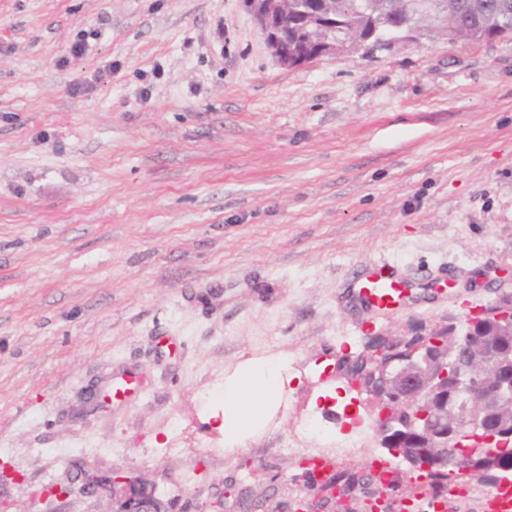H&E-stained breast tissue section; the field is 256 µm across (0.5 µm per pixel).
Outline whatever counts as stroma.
Instances as JSON below:
<instances>
[{"label":"stroma","mask_w":512,"mask_h":512,"mask_svg":"<svg viewBox=\"0 0 512 512\" xmlns=\"http://www.w3.org/2000/svg\"><path fill=\"white\" fill-rule=\"evenodd\" d=\"M379 260L434 298L354 308L353 272ZM505 295L512 41L287 67L244 0H0L9 512L115 472L170 512L230 486L288 512L307 488L282 445L350 390L347 360ZM288 358L287 410L228 443V380Z\"/></svg>","instance_id":"stroma-1"}]
</instances>
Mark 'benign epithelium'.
<instances>
[{
	"mask_svg": "<svg viewBox=\"0 0 512 512\" xmlns=\"http://www.w3.org/2000/svg\"><path fill=\"white\" fill-rule=\"evenodd\" d=\"M250 9L273 55L282 63L301 65L336 53L331 36L315 55L298 54L283 45L280 33L287 14L285 0H249ZM497 334L512 335V307H491ZM465 318H448V324L427 334L380 342L351 377L352 386L366 395L365 405L376 410V442L422 470L448 472V482L477 470L468 444L485 448L512 446V376L501 371L497 343L473 341ZM415 435L427 437L434 451L421 462L406 442ZM125 490L121 512H167L155 496L113 475L106 484L87 480L73 485L49 484L41 491L45 502L62 501L78 491L94 495L99 489Z\"/></svg>",
	"mask_w": 512,
	"mask_h": 512,
	"instance_id": "7a95c632",
	"label": "benign epithelium"
}]
</instances>
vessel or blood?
Returning <instances> with one entry per match:
<instances>
[{"label": "vessel or blood", "instance_id": "obj_1", "mask_svg": "<svg viewBox=\"0 0 512 512\" xmlns=\"http://www.w3.org/2000/svg\"><path fill=\"white\" fill-rule=\"evenodd\" d=\"M347 295L360 309L371 312H397L407 301H421L422 296L411 285L403 283L387 262H374L356 273ZM461 493L448 490L423 496L410 494L394 508L398 512H449L451 503H463ZM481 512H512V480L495 481L484 497Z\"/></svg>", "mask_w": 512, "mask_h": 512}]
</instances>
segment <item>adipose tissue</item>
I'll return each mask as SVG.
<instances>
[{
	"label": "adipose tissue",
	"instance_id": "1",
	"mask_svg": "<svg viewBox=\"0 0 512 512\" xmlns=\"http://www.w3.org/2000/svg\"><path fill=\"white\" fill-rule=\"evenodd\" d=\"M274 386L270 378L252 371L243 372L235 385L224 393V433L235 440L258 420L261 407L272 397Z\"/></svg>",
	"mask_w": 512,
	"mask_h": 512
}]
</instances>
